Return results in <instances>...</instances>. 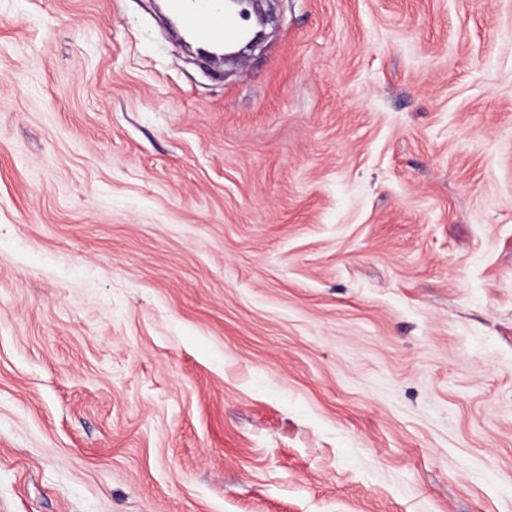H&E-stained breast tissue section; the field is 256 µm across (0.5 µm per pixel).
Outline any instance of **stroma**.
I'll use <instances>...</instances> for the list:
<instances>
[{
    "label": "stroma",
    "instance_id": "obj_1",
    "mask_svg": "<svg viewBox=\"0 0 512 512\" xmlns=\"http://www.w3.org/2000/svg\"><path fill=\"white\" fill-rule=\"evenodd\" d=\"M0 0V512H512V0ZM169 4L183 27L203 41L231 43L244 32L239 17L224 16L222 0H171Z\"/></svg>",
    "mask_w": 512,
    "mask_h": 512
}]
</instances>
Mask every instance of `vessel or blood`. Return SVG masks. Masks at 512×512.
I'll list each match as a JSON object with an SVG mask.
<instances>
[{"instance_id": "vessel-or-blood-1", "label": "vessel or blood", "mask_w": 512, "mask_h": 512, "mask_svg": "<svg viewBox=\"0 0 512 512\" xmlns=\"http://www.w3.org/2000/svg\"><path fill=\"white\" fill-rule=\"evenodd\" d=\"M170 8L186 30L209 43H231L244 32L239 18L225 15L222 0H170Z\"/></svg>"}]
</instances>
